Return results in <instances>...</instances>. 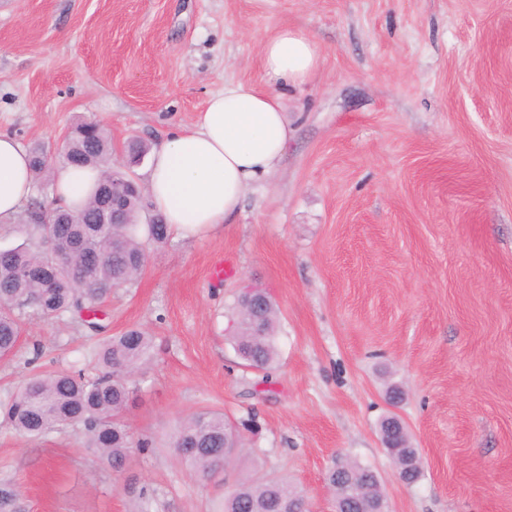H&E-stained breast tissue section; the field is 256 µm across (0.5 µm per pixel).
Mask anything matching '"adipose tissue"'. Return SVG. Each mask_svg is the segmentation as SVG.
Masks as SVG:
<instances>
[{
	"label": "adipose tissue",
	"mask_w": 512,
	"mask_h": 512,
	"mask_svg": "<svg viewBox=\"0 0 512 512\" xmlns=\"http://www.w3.org/2000/svg\"><path fill=\"white\" fill-rule=\"evenodd\" d=\"M272 93L244 83L211 96L193 127L170 132L153 154L148 191L174 232L198 234L234 223L249 188L278 165L288 147L282 88L299 84L321 65L315 43L303 31L282 27L262 49ZM97 174L67 169L56 181L64 205L77 207L92 194ZM33 191L28 150L0 134V227L9 225Z\"/></svg>",
	"instance_id": "1"
}]
</instances>
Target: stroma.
<instances>
[{
  "label": "stroma",
  "instance_id": "obj_1",
  "mask_svg": "<svg viewBox=\"0 0 512 512\" xmlns=\"http://www.w3.org/2000/svg\"><path fill=\"white\" fill-rule=\"evenodd\" d=\"M309 34L322 65L283 93L292 136L234 223L151 247L104 305L152 358L126 412L121 471L75 431L0 423V479L31 512H213L226 488L170 448L179 420L255 416L230 482L288 479L333 512L325 475H377L389 512H512V0H0V132L56 147L92 119L156 149L226 83L268 90L263 43ZM150 164L128 170L145 183ZM279 309L278 367L239 366L241 291ZM0 398L31 370H77L94 339L72 316H22ZM398 385L400 398L386 394ZM398 417L424 474L401 482L380 423Z\"/></svg>",
  "mask_w": 512,
  "mask_h": 512
}]
</instances>
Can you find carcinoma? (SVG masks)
Segmentation results:
<instances>
[{"label":"carcinoma","instance_id":"1","mask_svg":"<svg viewBox=\"0 0 512 512\" xmlns=\"http://www.w3.org/2000/svg\"><path fill=\"white\" fill-rule=\"evenodd\" d=\"M64 167L95 168L100 176L117 182L126 175L112 170V143L106 129L94 120L75 125L67 135ZM34 178L50 173V162L40 145L30 150ZM102 199L94 192L79 210L54 207L60 218L73 224H44L45 205L30 200L23 225L26 240L9 250L12 263H0V360L16 355L21 330V311L42 317L74 313L91 331L101 326L83 315H94L112 294L115 282L132 283L144 269L146 249L170 238L160 213L157 224L141 223L142 195L130 194L123 206L122 224H98ZM245 297L238 298V313L229 340L245 368L269 371L277 359L275 332L278 309L262 296L260 316L254 320L243 311ZM153 338L132 327L102 339L92 353L88 370L34 373L0 400V417L18 434L40 437L69 427L78 428L100 460L119 470L131 449L151 447L146 439L134 440L124 413L137 390L136 375L151 357ZM252 420L236 424L224 413L207 411L185 418L172 439L181 459L193 471L211 479L224 472L233 459H224V439L242 448L241 429ZM333 467L349 482L350 512H360L359 494L380 493L375 474L357 462L338 460ZM302 491L282 478L242 482L224 494L218 512H288L299 504ZM0 512H29L16 483L0 480Z\"/></svg>","mask_w":512,"mask_h":512}]
</instances>
